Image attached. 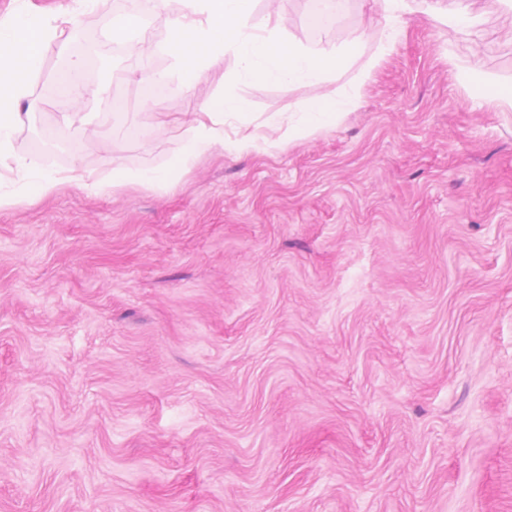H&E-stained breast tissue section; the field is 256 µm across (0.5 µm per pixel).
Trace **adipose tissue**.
I'll return each mask as SVG.
<instances>
[{
    "mask_svg": "<svg viewBox=\"0 0 512 512\" xmlns=\"http://www.w3.org/2000/svg\"><path fill=\"white\" fill-rule=\"evenodd\" d=\"M98 2L73 0L72 5L52 11L31 4L0 16V163L12 164L17 172L14 180L0 179V210L20 203L37 204L62 186L95 194L138 187L163 189L190 173L197 161L213 149L233 154L249 153L267 143V131L282 127L287 128L289 140L310 137L335 124L356 105L372 65L378 64L392 50L404 29L402 15L410 9L407 0H382L388 30L373 53L369 67L359 72L351 87L301 101L299 120L287 121L277 112L267 118L266 133L251 131L228 138L224 135V121L239 118L244 110L242 99L234 93L221 98L209 97L197 111L183 114L179 121L181 148L166 167L132 172L116 162L112 165L110 180L102 181L79 162L53 173L45 171L35 161L17 157L13 149L14 135L23 121L21 109L31 95L33 74L51 46L66 48L65 34L73 32L81 16L93 12ZM427 13L435 22L465 38L484 22L483 16L469 11L462 0H451L445 8L428 6Z\"/></svg>",
    "mask_w": 512,
    "mask_h": 512,
    "instance_id": "obj_1",
    "label": "adipose tissue"
}]
</instances>
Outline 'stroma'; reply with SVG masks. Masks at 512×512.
Masks as SVG:
<instances>
[{"instance_id":"1","label":"stroma","mask_w":512,"mask_h":512,"mask_svg":"<svg viewBox=\"0 0 512 512\" xmlns=\"http://www.w3.org/2000/svg\"><path fill=\"white\" fill-rule=\"evenodd\" d=\"M464 2L477 33L406 13L358 106L310 138L0 211V512H512V108L457 77L512 82V5ZM275 7L309 42L305 0H253L254 20ZM178 9L136 51L110 36L126 0L78 29L87 83L144 136L77 138L62 114L99 101L54 92V47L15 154L165 167L181 142L156 117L234 91L260 126L353 84L385 28L351 0L328 40L360 51L332 81L240 88L228 57L188 90L164 51Z\"/></svg>"}]
</instances>
